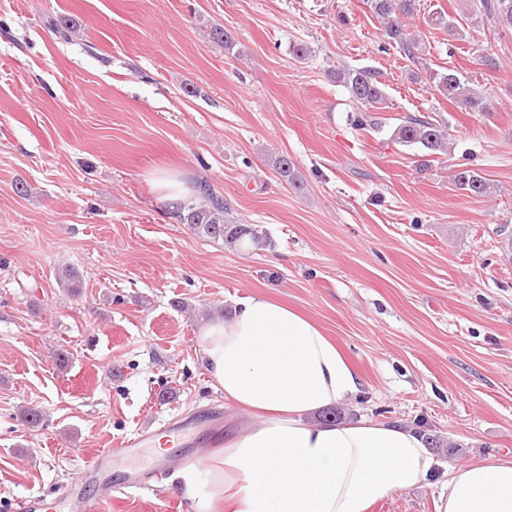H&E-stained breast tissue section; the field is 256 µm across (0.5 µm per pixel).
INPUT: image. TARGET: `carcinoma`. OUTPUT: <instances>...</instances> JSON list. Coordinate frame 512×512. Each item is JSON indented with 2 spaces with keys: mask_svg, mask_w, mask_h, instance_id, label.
Instances as JSON below:
<instances>
[{
  "mask_svg": "<svg viewBox=\"0 0 512 512\" xmlns=\"http://www.w3.org/2000/svg\"><path fill=\"white\" fill-rule=\"evenodd\" d=\"M417 2L366 0L368 9L382 25L388 44L397 45L411 59L417 58L421 51L417 38L407 33V20L416 14ZM471 11L481 12L497 26L512 30V0H479L471 4ZM336 78L348 89L361 111L377 112L386 109L384 84L376 71L370 68L342 67L336 71ZM430 79L437 90L460 109L466 112L491 111V104L485 97L472 91L461 80L458 71L450 68L446 72H435ZM394 138L406 146H418L430 155L447 149V134L442 126L425 116L403 117L394 130ZM272 166L290 187L302 189L304 182L288 155H276ZM454 181L459 189L474 196L493 193V185L471 169L457 171ZM200 191V202L189 200L178 207L176 214L181 223L189 225L198 235L222 242L230 249H241L248 243H262L263 237L254 227L237 221L224 197L214 193L205 183L200 184Z\"/></svg>",
  "mask_w": 512,
  "mask_h": 512,
  "instance_id": "1",
  "label": "carcinoma"
}]
</instances>
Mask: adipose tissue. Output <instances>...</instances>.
Returning a JSON list of instances; mask_svg holds the SVG:
<instances>
[{"label": "adipose tissue", "mask_w": 512, "mask_h": 512, "mask_svg": "<svg viewBox=\"0 0 512 512\" xmlns=\"http://www.w3.org/2000/svg\"><path fill=\"white\" fill-rule=\"evenodd\" d=\"M198 340L214 386L254 423L179 469L175 484L193 512H367L437 477L446 486L437 512H512V460L445 468L401 422H310L356 397L361 381L303 313L251 294Z\"/></svg>", "instance_id": "1"}]
</instances>
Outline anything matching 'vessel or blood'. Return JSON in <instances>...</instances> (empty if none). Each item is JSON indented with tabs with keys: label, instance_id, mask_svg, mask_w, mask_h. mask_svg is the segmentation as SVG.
<instances>
[{
	"label": "vessel or blood",
	"instance_id": "1",
	"mask_svg": "<svg viewBox=\"0 0 512 512\" xmlns=\"http://www.w3.org/2000/svg\"><path fill=\"white\" fill-rule=\"evenodd\" d=\"M147 442V434L136 430L119 439L117 448L98 449L70 484L67 498L72 512H109L113 499L127 490L157 489L167 471L177 466V458L163 456L145 473L129 470L118 478L112 475V461L116 452L130 453L145 447Z\"/></svg>",
	"mask_w": 512,
	"mask_h": 512
}]
</instances>
